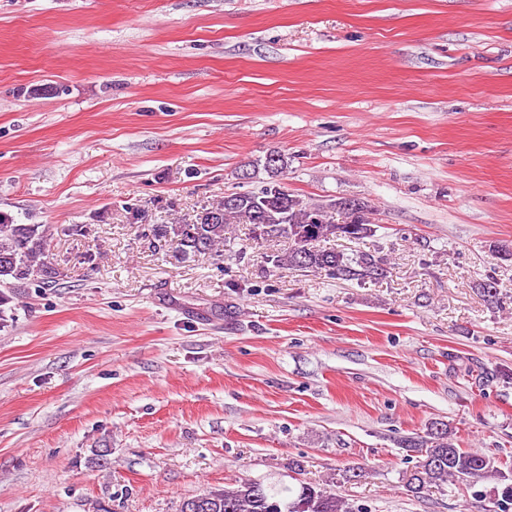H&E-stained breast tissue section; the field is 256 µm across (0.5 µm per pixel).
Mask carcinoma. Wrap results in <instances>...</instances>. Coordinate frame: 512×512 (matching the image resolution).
<instances>
[{"label":"carcinoma","mask_w":512,"mask_h":512,"mask_svg":"<svg viewBox=\"0 0 512 512\" xmlns=\"http://www.w3.org/2000/svg\"><path fill=\"white\" fill-rule=\"evenodd\" d=\"M276 156V164H263L270 177L266 185L256 191L227 194L230 202L202 209L192 223L155 224L154 239L175 243L178 255L186 260L199 254L219 253L220 248L231 243L232 225L249 224L256 241L284 238L290 243L288 254L271 256L276 268L309 269L358 283L385 277L389 265L385 256L320 246L331 239L361 241L374 236L371 207L350 199L324 205L304 203L279 181L288 161L279 152ZM337 213L343 215L340 222L334 219ZM46 233L42 224H16L11 216L0 214V328L6 322L17 284L42 288L55 283L56 272L47 261ZM398 445L418 456L413 469L403 475L408 495L423 498L448 482L464 481L474 486L490 479L503 485L502 503L512 504V483H507L508 477L495 458L456 447L446 425L434 422L425 434L403 436ZM196 500L197 512H368L363 507L354 509L336 494L305 482L291 487L241 479L183 501L180 512Z\"/></svg>","instance_id":"cac0c4a2"}]
</instances>
